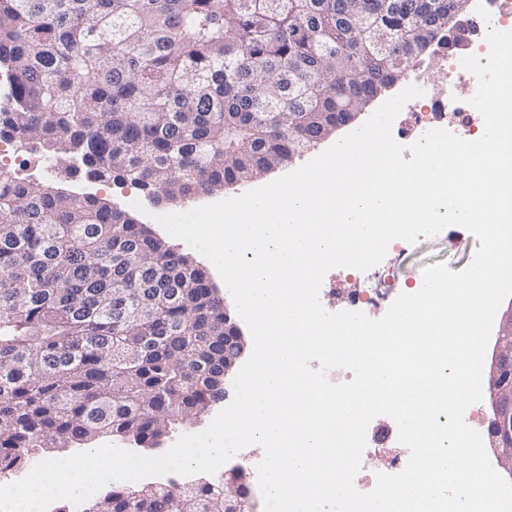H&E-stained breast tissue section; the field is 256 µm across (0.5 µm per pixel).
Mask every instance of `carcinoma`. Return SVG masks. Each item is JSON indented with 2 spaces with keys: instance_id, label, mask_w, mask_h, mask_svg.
Here are the masks:
<instances>
[{
  "instance_id": "1",
  "label": "carcinoma",
  "mask_w": 512,
  "mask_h": 512,
  "mask_svg": "<svg viewBox=\"0 0 512 512\" xmlns=\"http://www.w3.org/2000/svg\"><path fill=\"white\" fill-rule=\"evenodd\" d=\"M465 0H0V140L165 202L246 182L348 125ZM388 38L394 50L381 53ZM223 298L126 212L0 167V470L37 450L155 448L221 404ZM512 359L494 373L495 427ZM245 486L110 487L86 512H236Z\"/></svg>"
}]
</instances>
